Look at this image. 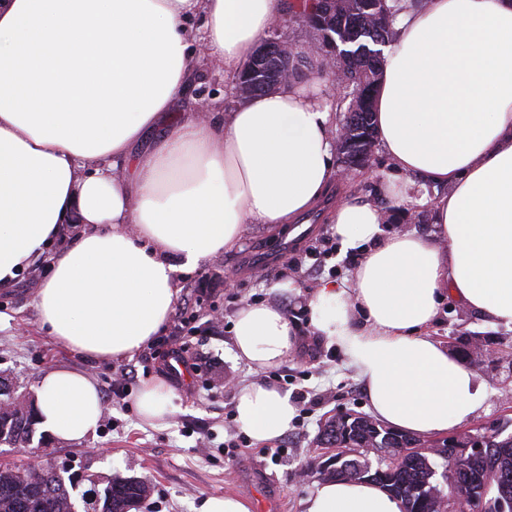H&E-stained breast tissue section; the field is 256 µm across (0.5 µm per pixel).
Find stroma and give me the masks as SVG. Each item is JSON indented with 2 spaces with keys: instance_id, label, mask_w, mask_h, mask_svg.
<instances>
[{
  "instance_id": "obj_1",
  "label": "stroma",
  "mask_w": 512,
  "mask_h": 512,
  "mask_svg": "<svg viewBox=\"0 0 512 512\" xmlns=\"http://www.w3.org/2000/svg\"><path fill=\"white\" fill-rule=\"evenodd\" d=\"M236 76L195 59L191 77L177 104L178 111L206 110L208 116L242 104ZM393 164L381 146H374L363 172L337 176L328 195L302 222L307 235L293 225L271 228L246 225L238 247L206 260L191 272H177L178 307L164 335L185 336L190 354L206 365L204 375L174 389L172 412L163 423L141 421L136 408L140 392L161 377L157 369L162 343L146 345L128 361H95L55 345L41 330L35 295L49 273L40 258L9 286L0 287V376L17 393L32 396L40 377L65 366L87 372L105 401L97 433L75 442L47 440L41 455L0 445V463H51L80 476L79 491H92L93 479L113 475L145 479L151 493L138 512H196L208 496L230 494L249 505L250 512H305V501L323 475L318 461L326 456L318 433L329 417L366 414L367 398L342 353L315 334L309 299L325 280L349 284L361 249H344L333 233L329 215L343 198L358 197L393 212L384 234L429 236L433 230L430 198L416 191L400 201L387 191ZM272 301L287 313L296 334L294 349L281 368L288 375L290 396L308 394L303 418L293 420L281 437L261 442L241 436L235 423V397L240 385L268 381L269 371H253L233 354L232 326L247 303ZM426 334L451 349L476 336L494 353L493 362L475 366L485 389L483 408L466 424L455 427L465 436L496 422L512 433V327L493 323L444 300ZM136 371L126 403L109 401L112 380L121 365Z\"/></svg>"
}]
</instances>
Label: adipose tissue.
Returning <instances> with one entry per match:
<instances>
[{
  "instance_id": "obj_1",
  "label": "adipose tissue",
  "mask_w": 512,
  "mask_h": 512,
  "mask_svg": "<svg viewBox=\"0 0 512 512\" xmlns=\"http://www.w3.org/2000/svg\"><path fill=\"white\" fill-rule=\"evenodd\" d=\"M281 0H0V286L50 255L38 321L89 359L133 356L169 321L174 273L238 245L245 225L291 224L334 173L335 126L315 88L291 82L217 120L177 111L191 62L238 72L281 15ZM201 27H193V19ZM383 51L373 112L402 179L449 186L431 200L433 237L384 235L381 209L333 212L344 248L366 245L351 287L316 288L310 323L363 382L379 422L417 435L467 422L484 396L472 368L425 335L443 297L512 326V0H427L402 9ZM150 148H143L146 137ZM181 265H173L172 256ZM237 360L283 363L295 334L275 303L242 306ZM34 409L56 440L97 432L85 372L54 368ZM296 408L264 382L242 385L239 427L260 441ZM306 512H401L379 485L320 482Z\"/></svg>"
}]
</instances>
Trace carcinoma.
<instances>
[{"label": "carcinoma", "instance_id": "1", "mask_svg": "<svg viewBox=\"0 0 512 512\" xmlns=\"http://www.w3.org/2000/svg\"><path fill=\"white\" fill-rule=\"evenodd\" d=\"M397 9L388 0H345L333 5L329 0H302L291 6L288 22L311 28L317 34L310 57L316 68H302L304 56L288 51L278 65L271 62L265 71L248 76L242 71L241 85L248 95L265 92L270 84L288 70V80L308 81L322 76L323 68L336 62L340 82L352 89V100L344 115L345 137L337 144L341 165L361 171L369 166L375 146L373 98L380 78L382 46L396 36ZM19 394L5 378H0V408H11V421L1 443L24 447L35 432L34 409L18 406ZM321 444L328 448H385L387 456L377 466L363 462L362 478L380 484L400 499L402 512H431L428 494L437 474L452 465L461 451L443 446L437 455L419 451L421 440L386 428L365 416L345 413L328 418L320 432ZM482 455L466 456V464L457 470L459 485L445 488L456 512H512V433L498 434L483 442ZM402 462L393 467L390 458ZM359 459L347 456L329 479H345L346 472L357 471ZM151 487L133 477L114 476L103 493L90 506L91 512H125L132 500L142 501ZM0 512H76L63 476L42 465L10 466L0 464Z\"/></svg>", "mask_w": 512, "mask_h": 512}]
</instances>
